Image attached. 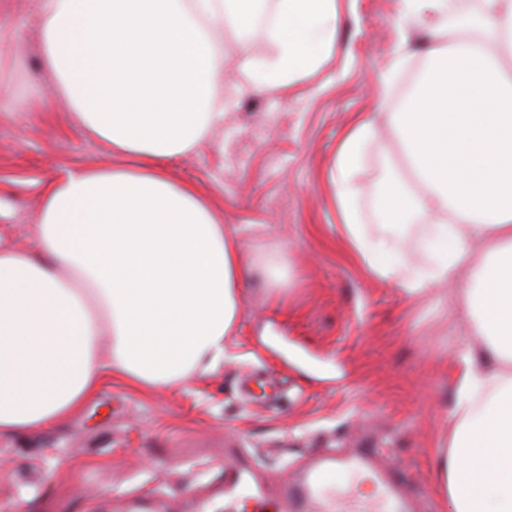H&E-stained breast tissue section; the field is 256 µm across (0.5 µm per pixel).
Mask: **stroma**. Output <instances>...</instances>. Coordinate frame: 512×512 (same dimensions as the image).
Instances as JSON below:
<instances>
[{"label": "stroma", "mask_w": 512, "mask_h": 512, "mask_svg": "<svg viewBox=\"0 0 512 512\" xmlns=\"http://www.w3.org/2000/svg\"><path fill=\"white\" fill-rule=\"evenodd\" d=\"M39 0H0V24L20 37L23 67L0 59V244L35 245L41 192L70 168L129 165L47 99ZM399 0H344L336 46L318 73L289 89L234 101L222 127L170 162L224 216L252 262L240 286L231 354L182 389L144 395L118 380L43 434L0 441V512H165L222 506L211 493L224 458L245 451L270 490L315 451H379L416 512H450L437 493L434 449L448 444L452 352L465 327L458 291L407 296L356 260L341 229L330 172L337 147L363 118L384 124L382 80L400 40ZM32 106L10 112L17 96ZM386 149L373 139L355 177L363 223L380 227L373 199ZM287 273V303L266 276ZM273 381L247 397L245 377Z\"/></svg>", "instance_id": "1"}]
</instances>
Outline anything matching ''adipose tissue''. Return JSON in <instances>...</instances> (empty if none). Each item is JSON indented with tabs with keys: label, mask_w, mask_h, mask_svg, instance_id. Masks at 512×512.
<instances>
[{
	"label": "adipose tissue",
	"mask_w": 512,
	"mask_h": 512,
	"mask_svg": "<svg viewBox=\"0 0 512 512\" xmlns=\"http://www.w3.org/2000/svg\"><path fill=\"white\" fill-rule=\"evenodd\" d=\"M263 0H40L41 62L84 130L117 166L48 181L29 250L0 246V439L76 414L110 378L154 393L223 362L246 256L209 200L164 161L224 123V102L316 73L336 42L341 0H274V58L224 76L217 38L250 32ZM449 0H400L430 37L427 67L389 114L400 163L374 200L392 226L360 218L354 178L377 130L362 119L331 182L353 256L417 294L459 292L468 336L454 352L457 400L436 490L450 512H512V0H477L449 27ZM431 226L425 268L405 275L410 217Z\"/></svg>",
	"instance_id": "ef3b65f1"
}]
</instances>
